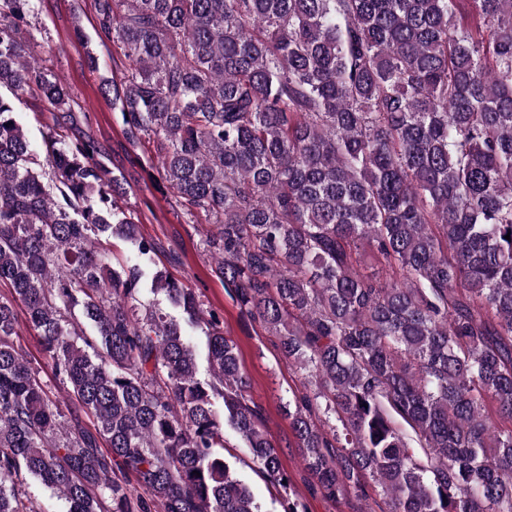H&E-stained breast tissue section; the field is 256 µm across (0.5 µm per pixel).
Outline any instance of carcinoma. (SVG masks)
Wrapping results in <instances>:
<instances>
[{
	"mask_svg": "<svg viewBox=\"0 0 512 512\" xmlns=\"http://www.w3.org/2000/svg\"><path fill=\"white\" fill-rule=\"evenodd\" d=\"M41 2L0 0V512H36L29 479L64 512H262L227 426L302 512L220 316L94 247L156 243L95 141L59 132L75 106L31 55ZM457 2L94 0L127 60L103 97L157 141L217 276L308 371L288 400L305 469L387 512H512V0H469L474 30ZM29 98L55 113L41 152ZM18 303L64 405L14 343Z\"/></svg>",
	"mask_w": 512,
	"mask_h": 512,
	"instance_id": "obj_1",
	"label": "carcinoma"
}]
</instances>
